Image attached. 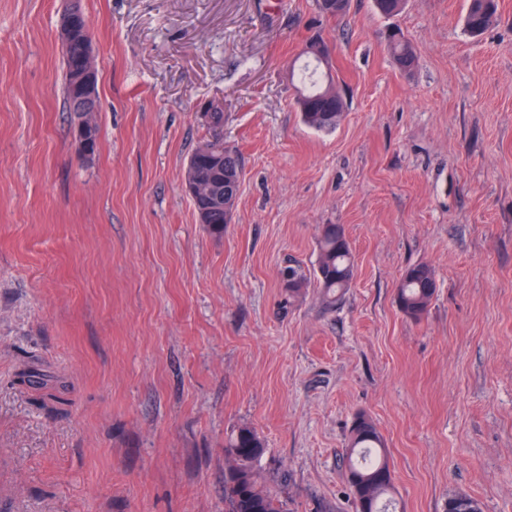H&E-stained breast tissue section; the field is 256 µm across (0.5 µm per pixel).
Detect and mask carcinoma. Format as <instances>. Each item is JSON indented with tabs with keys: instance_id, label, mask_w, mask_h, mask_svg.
I'll use <instances>...</instances> for the list:
<instances>
[{
	"instance_id": "cac0c4a2",
	"label": "carcinoma",
	"mask_w": 512,
	"mask_h": 512,
	"mask_svg": "<svg viewBox=\"0 0 512 512\" xmlns=\"http://www.w3.org/2000/svg\"><path fill=\"white\" fill-rule=\"evenodd\" d=\"M497 21L496 0H470L465 17V31L476 36ZM388 44L394 60L407 71L416 66L417 58L411 45L400 33L388 34ZM91 42L79 35L68 47L61 49L64 64V99L72 106L80 95L77 61ZM315 71L302 77L309 81L311 90L300 94L296 106L302 122L316 130L336 128L342 113L328 112L332 105L327 99L341 95L331 85L323 86L314 79ZM209 138L197 146L187 161V176L204 181L211 194L220 199L232 198L239 187L233 177L240 171L237 152L224 146V111L215 110L205 117ZM199 223L214 236L224 235V203L208 207ZM354 276L351 248L343 229L336 224L324 225L319 238V260L310 275L290 270L285 275L288 291L299 295L314 280L326 297L349 288ZM436 293L432 269L424 264L408 268L396 292L400 311L410 319L421 318L428 310ZM381 435L375 423L364 415L355 418L350 431L351 453L357 459H348L346 480L355 503L356 512H397L392 503L394 475L385 455ZM265 453V445L257 431L249 426L234 430L224 441V457L229 461L224 469V512H287V503L281 492L259 481L256 463Z\"/></svg>"
}]
</instances>
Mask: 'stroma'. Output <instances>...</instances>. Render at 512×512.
I'll return each instance as SVG.
<instances>
[{
  "instance_id": "1",
  "label": "stroma",
  "mask_w": 512,
  "mask_h": 512,
  "mask_svg": "<svg viewBox=\"0 0 512 512\" xmlns=\"http://www.w3.org/2000/svg\"><path fill=\"white\" fill-rule=\"evenodd\" d=\"M69 2L0 0V512H224L242 425L288 512H355L360 414L399 512H512V0L476 38L469 0H351L336 21L313 0H79L90 156L62 89ZM316 37L345 102L330 132L294 105ZM211 102L242 158L220 238L183 187ZM327 224L350 288L289 297ZM416 264L437 291L413 320L395 295ZM388 44L394 60L402 70H411L416 66L417 58L411 45L397 31L388 34Z\"/></svg>"
}]
</instances>
